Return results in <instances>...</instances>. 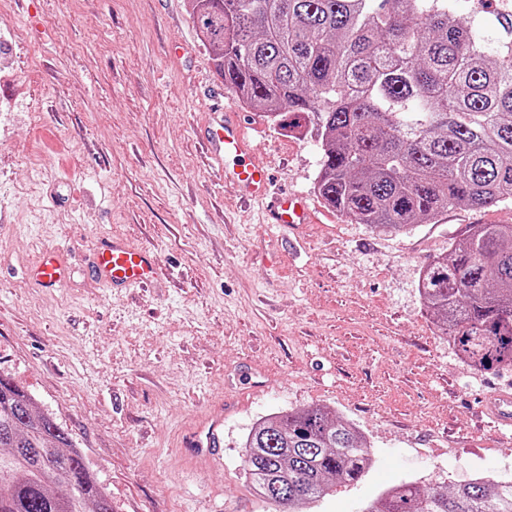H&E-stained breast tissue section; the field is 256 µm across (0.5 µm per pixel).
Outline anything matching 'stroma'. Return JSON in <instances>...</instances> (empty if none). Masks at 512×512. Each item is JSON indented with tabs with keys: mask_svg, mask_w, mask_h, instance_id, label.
<instances>
[{
	"mask_svg": "<svg viewBox=\"0 0 512 512\" xmlns=\"http://www.w3.org/2000/svg\"><path fill=\"white\" fill-rule=\"evenodd\" d=\"M186 0H0V375L73 437L113 512H288L260 499L243 442L263 417L314 403L374 456L307 512H362L413 481L448 490L512 477V433L478 426L512 389L449 345L418 290L471 224H512V204L452 207L384 233L315 190L321 146L225 93L274 175L307 196L302 228L263 221L209 163L200 129L222 87ZM154 252L158 279L112 290L89 273L103 239ZM66 285L25 280L43 252ZM252 366L256 387L235 371ZM224 414L221 464L181 461L180 431Z\"/></svg>",
	"mask_w": 512,
	"mask_h": 512,
	"instance_id": "1",
	"label": "stroma"
}]
</instances>
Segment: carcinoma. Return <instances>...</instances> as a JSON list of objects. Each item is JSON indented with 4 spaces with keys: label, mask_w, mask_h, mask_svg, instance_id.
Returning a JSON list of instances; mask_svg holds the SVG:
<instances>
[{
    "label": "carcinoma",
    "mask_w": 512,
    "mask_h": 512,
    "mask_svg": "<svg viewBox=\"0 0 512 512\" xmlns=\"http://www.w3.org/2000/svg\"><path fill=\"white\" fill-rule=\"evenodd\" d=\"M455 0H187L215 70L246 106L321 145L315 183L357 224L404 232L450 207L512 203V11L460 17ZM470 367L512 368V224H471L419 282ZM255 492L303 508L371 467L356 428L323 405L246 436ZM64 484L68 493L52 488ZM112 512L72 438L0 375V512ZM363 512H512V480L446 492L391 487Z\"/></svg>",
    "instance_id": "1"
}]
</instances>
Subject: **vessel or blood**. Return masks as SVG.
I'll return each instance as SVG.
<instances>
[{
  "instance_id": "vessel-or-blood-1",
  "label": "vessel or blood",
  "mask_w": 512,
  "mask_h": 512,
  "mask_svg": "<svg viewBox=\"0 0 512 512\" xmlns=\"http://www.w3.org/2000/svg\"><path fill=\"white\" fill-rule=\"evenodd\" d=\"M203 140L210 156L221 163L225 180L236 184L247 199L264 202L266 223H308L309 213L301 198L272 193L268 170L256 159L253 144L231 113L221 108L210 112L203 127ZM91 271L111 288L122 290L153 282L159 266L157 258L146 250L115 240L95 251ZM28 276L41 287L57 288L68 280L70 268L62 256L48 251L30 267ZM483 411L501 427L511 430L512 392L491 394ZM223 442L224 417L218 414L197 425L184 441L183 451L210 461L219 456Z\"/></svg>"
}]
</instances>
